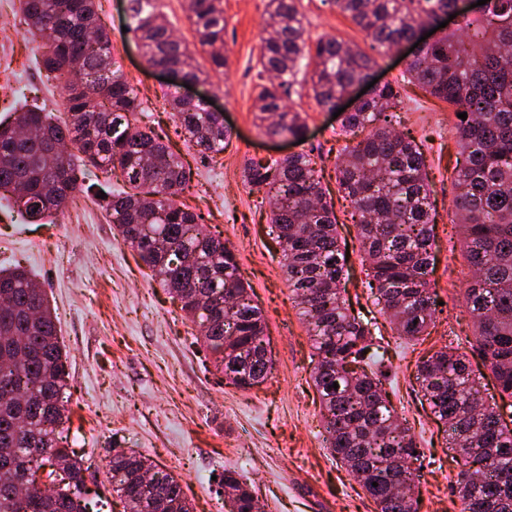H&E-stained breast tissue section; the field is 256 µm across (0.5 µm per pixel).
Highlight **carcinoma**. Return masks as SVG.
<instances>
[{
    "instance_id": "cac0c4a2",
    "label": "carcinoma",
    "mask_w": 512,
    "mask_h": 512,
    "mask_svg": "<svg viewBox=\"0 0 512 512\" xmlns=\"http://www.w3.org/2000/svg\"><path fill=\"white\" fill-rule=\"evenodd\" d=\"M330 2L381 55L415 39L442 13L459 16L455 29L409 58L403 78L467 113L454 125L464 159L453 168L454 216L473 272L465 301L500 397L512 399V0H487L476 15L460 0ZM20 5L24 35L63 87L64 117L24 107L0 120V192L10 193L29 221L45 224L76 190L99 193L101 185L84 184L78 158L128 186L108 204L118 235L202 328L224 380L243 390L262 384L273 368L262 310L231 249L175 202L191 173L141 120L139 92L112 58L96 0ZM299 6L300 0H265L260 73L270 80L256 96L260 126L295 140L306 128L286 104L296 87L310 85L317 104L330 111L373 64L359 46L333 37L307 45ZM184 10L209 69L173 37L157 0H129L126 28L148 62L206 83L227 65L224 0H185ZM403 103L400 84L387 83L345 113L336 173L359 227L370 288L397 336L416 340L436 312L428 280L435 212L422 153L395 130ZM163 105L185 142L202 153L220 151L230 137L223 116L202 103L170 94ZM243 177L272 203L271 233L317 357L311 379L331 454L376 512H417L395 488L419 480L412 468L417 446L387 399L384 354L372 347L375 322L354 314L344 298L345 254L315 162L305 153L251 159ZM69 377L47 293L21 266L0 269V512H90L84 462L63 442ZM417 380L448 426L459 466L481 474L466 486L456 481L461 512H512V428L486 403L466 355L452 346L433 352L418 365ZM108 473L124 512H192L180 482L134 451L112 449ZM222 482L230 512H253L248 478L228 470Z\"/></svg>"
}]
</instances>
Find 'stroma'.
Wrapping results in <instances>:
<instances>
[{
    "label": "stroma",
    "mask_w": 512,
    "mask_h": 512,
    "mask_svg": "<svg viewBox=\"0 0 512 512\" xmlns=\"http://www.w3.org/2000/svg\"><path fill=\"white\" fill-rule=\"evenodd\" d=\"M98 4L114 59L149 106L152 126L168 135L191 170L190 187L179 200L203 215L207 232L234 252L265 316L273 360L262 385L242 390L227 384L200 342L199 326L185 319L179 303L118 236L105 201L77 191L55 222L31 224L1 199L0 266L30 270L56 311L72 383L68 442L90 464L86 486L101 512H123L107 467L116 446L141 453L177 477L194 512H228L220 479L229 468L250 478L260 512H376L327 446L310 379L312 342L290 298L282 253L270 232L271 205L243 180L249 159L300 152L314 158L334 202L336 234L347 257L348 296L355 309L374 318L376 340L386 349L385 389L419 451L418 512H460L459 467L445 424L420 392L419 362L441 346L459 345L484 398H497L504 420L512 419V405L497 397L464 300L469 262L453 216L452 172L459 148L451 108L412 85L401 111L405 131L424 153L436 203L430 280L439 301L426 334L408 341L395 335L373 303L351 207L337 190L336 154L344 143L340 119L323 111L305 87L290 97L307 125L304 142L268 135L259 126L255 99L264 0H224L228 65L211 83L190 90L211 99L231 130L223 152L211 157L188 147L176 135L171 114L163 111L161 100L171 87L145 69L135 41L125 33L127 0ZM300 10L308 43L334 37L369 49L365 34L329 0H301ZM60 101L59 87L47 80L33 43L23 35L19 0H0V117L24 103L55 111Z\"/></svg>",
    "instance_id": "35a3bbf8"
}]
</instances>
